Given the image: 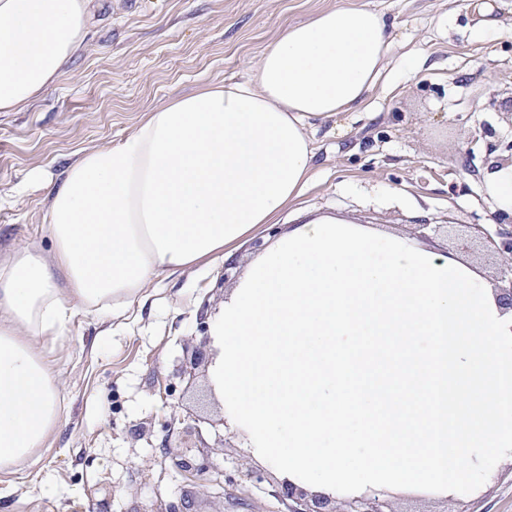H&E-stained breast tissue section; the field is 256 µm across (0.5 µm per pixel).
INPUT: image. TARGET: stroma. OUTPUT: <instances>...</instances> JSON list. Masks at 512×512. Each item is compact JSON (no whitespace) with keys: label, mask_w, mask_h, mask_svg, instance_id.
Masks as SVG:
<instances>
[{"label":"stroma","mask_w":512,"mask_h":512,"mask_svg":"<svg viewBox=\"0 0 512 512\" xmlns=\"http://www.w3.org/2000/svg\"><path fill=\"white\" fill-rule=\"evenodd\" d=\"M382 14L392 52L364 109L314 121V180L277 224L147 288L109 318L73 308L47 358L61 428L0 473V512H287L281 481L224 423L208 363L193 364L224 297L291 224L318 215L457 248L500 280L485 233L512 230L487 189L512 165V0H91L83 49L19 112H0V251L49 250L47 181L130 135L150 109L246 79L266 45L329 9ZM207 462L191 476L178 463ZM52 487L43 495L42 487ZM390 512H512V462L469 494L380 490Z\"/></svg>","instance_id":"35a3bbf8"}]
</instances>
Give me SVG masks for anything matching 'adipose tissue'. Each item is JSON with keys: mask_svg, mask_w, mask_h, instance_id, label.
<instances>
[{"mask_svg": "<svg viewBox=\"0 0 512 512\" xmlns=\"http://www.w3.org/2000/svg\"><path fill=\"white\" fill-rule=\"evenodd\" d=\"M89 4L0 0V112L55 82L85 42ZM390 49L378 14L320 12L270 42L248 79L155 107L67 167L48 197L51 251L0 254V472L58 431L45 346L69 302L120 314L159 277L232 259L309 185L310 122L363 105Z\"/></svg>", "mask_w": 512, "mask_h": 512, "instance_id": "obj_1", "label": "adipose tissue"}]
</instances>
